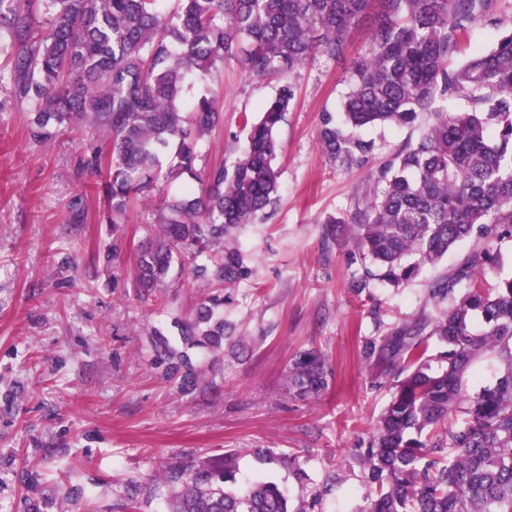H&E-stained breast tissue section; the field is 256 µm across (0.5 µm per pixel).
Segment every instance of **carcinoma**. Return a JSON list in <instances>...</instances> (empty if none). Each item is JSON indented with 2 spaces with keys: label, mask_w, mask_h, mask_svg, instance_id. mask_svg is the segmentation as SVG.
<instances>
[{
  "label": "carcinoma",
  "mask_w": 512,
  "mask_h": 512,
  "mask_svg": "<svg viewBox=\"0 0 512 512\" xmlns=\"http://www.w3.org/2000/svg\"><path fill=\"white\" fill-rule=\"evenodd\" d=\"M0 0V31L14 93L29 105V130L94 126L109 135L104 203L112 246L104 254L140 298L159 301L188 275L210 290L176 333L150 332L151 363L183 396L205 379L189 351H224V291L248 274L234 232L274 204L278 171L273 132L295 97L294 74L316 55H345L350 36L372 18L365 55L353 60L344 121L323 117L317 140L337 166L365 162L374 142L356 130L435 121L414 143L370 174L372 194L353 215L330 216L331 237L352 240L370 281L398 287L461 240L477 246L434 279V317L393 328L364 351L376 367L396 369L391 397L361 461L369 491L359 512H512V276L487 282L502 244L512 241V34L471 49L469 32L498 0ZM232 62L254 79L281 86L249 128L244 154L231 166L204 167L199 144L219 129L223 90L198 81ZM459 96V111L432 110ZM176 145L174 161L160 156ZM189 177L169 200L161 178ZM153 216L151 231L127 251L122 224L132 206ZM484 330L471 331L475 317ZM447 350L431 354L432 344ZM492 360L493 380L473 386L475 367ZM442 365L432 368V362ZM324 355L306 350L288 366L293 396L317 398L328 386ZM169 512H319L327 489L295 508L274 482L236 480L224 465L166 470Z\"/></svg>",
  "instance_id": "1"
}]
</instances>
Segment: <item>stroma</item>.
<instances>
[{
    "label": "stroma",
    "mask_w": 512,
    "mask_h": 512,
    "mask_svg": "<svg viewBox=\"0 0 512 512\" xmlns=\"http://www.w3.org/2000/svg\"><path fill=\"white\" fill-rule=\"evenodd\" d=\"M512 33V0L474 26L470 43L488 48ZM366 49L356 33L347 58L316 59L295 76L296 96L275 131L279 193L267 218L237 233L250 269L224 304L230 336L207 377L209 387L182 396L148 362L149 330L171 329L208 295L181 280L165 303L140 302L112 285L101 258L112 226L100 202L104 171L90 165L102 132L31 137L28 106L0 81V498L24 488L9 457L24 461L48 499L46 512H129L127 485L139 488V512H161L169 467L220 464L237 451L238 480H267L288 490L290 505L321 487L320 512H356L368 491L358 461L389 398L387 379L362 356L366 343L395 324L435 314L430 282L473 247L465 240L400 287L351 288L364 268L352 243L326 235L328 216H350L369 190L368 175L434 120L362 129L375 149L361 166L334 165L317 144L325 114L342 119L351 60ZM213 79L224 89V132L205 138L207 164L233 161L246 146L239 115L259 113L279 83L249 78L225 63ZM320 350L332 374L317 400L289 395L286 375L298 352ZM275 453L259 457L258 449ZM78 471L58 482L65 462ZM308 475L299 481L295 468Z\"/></svg>",
    "instance_id": "1"
}]
</instances>
